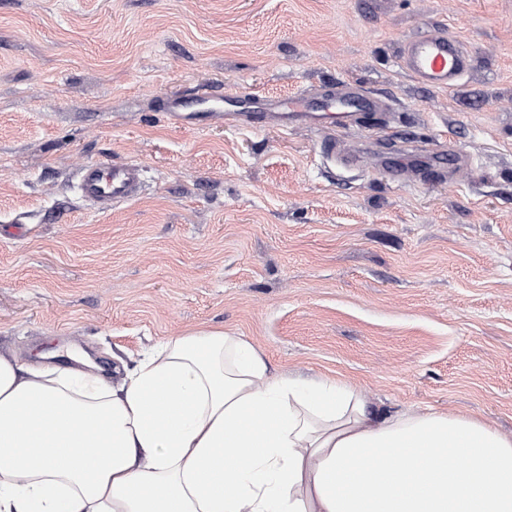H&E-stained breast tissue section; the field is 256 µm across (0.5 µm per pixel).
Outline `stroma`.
Wrapping results in <instances>:
<instances>
[{
    "mask_svg": "<svg viewBox=\"0 0 512 512\" xmlns=\"http://www.w3.org/2000/svg\"><path fill=\"white\" fill-rule=\"evenodd\" d=\"M430 25L471 70L447 90L397 64ZM202 84L278 101L380 100L327 135L171 124ZM467 169L396 181L397 148ZM141 164L97 213L75 167ZM250 340L279 376L375 405L471 415L512 436V0H0V354L111 385L174 336Z\"/></svg>",
    "mask_w": 512,
    "mask_h": 512,
    "instance_id": "1",
    "label": "stroma"
}]
</instances>
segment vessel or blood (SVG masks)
<instances>
[{
    "label": "vessel or blood",
    "instance_id": "obj_1",
    "mask_svg": "<svg viewBox=\"0 0 512 512\" xmlns=\"http://www.w3.org/2000/svg\"><path fill=\"white\" fill-rule=\"evenodd\" d=\"M400 66L424 85L433 88L454 86L470 67V55L461 41L446 29L431 26L405 43ZM223 90L208 88L163 100L162 110L180 125L205 120L213 124L243 128H284L293 123L321 127L327 108H335L337 125L357 120L359 112L375 109L376 100L357 92L336 96L328 93L310 98L308 93L282 100L278 112H227L222 108ZM144 169L133 162L87 161L77 169V191L82 202L98 212L138 198L142 192Z\"/></svg>",
    "mask_w": 512,
    "mask_h": 512
}]
</instances>
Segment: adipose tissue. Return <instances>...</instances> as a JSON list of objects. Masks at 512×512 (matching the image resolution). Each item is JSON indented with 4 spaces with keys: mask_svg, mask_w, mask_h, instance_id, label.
<instances>
[{
    "mask_svg": "<svg viewBox=\"0 0 512 512\" xmlns=\"http://www.w3.org/2000/svg\"><path fill=\"white\" fill-rule=\"evenodd\" d=\"M0 512H512V438L275 377L226 332L148 348L115 390L0 356Z\"/></svg>",
    "mask_w": 512,
    "mask_h": 512,
    "instance_id": "ef3b65f1",
    "label": "adipose tissue"
}]
</instances>
